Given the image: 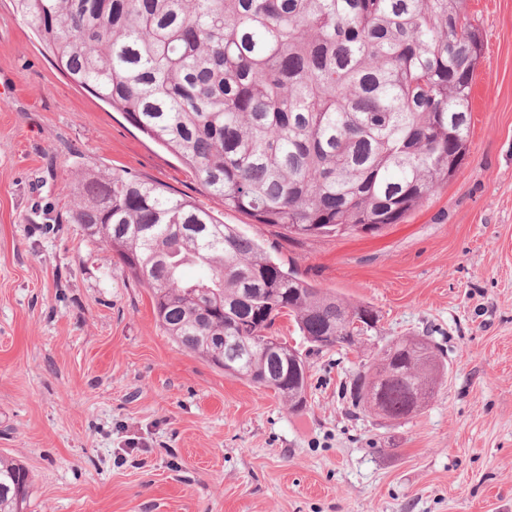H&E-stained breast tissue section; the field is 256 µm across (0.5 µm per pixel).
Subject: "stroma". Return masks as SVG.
Segmentation results:
<instances>
[{
  "label": "stroma",
  "instance_id": "1",
  "mask_svg": "<svg viewBox=\"0 0 512 512\" xmlns=\"http://www.w3.org/2000/svg\"><path fill=\"white\" fill-rule=\"evenodd\" d=\"M467 9L484 47L458 174L378 234L292 239L71 82L0 0V456L31 475L23 512H512V0ZM112 170L372 306L376 332L306 351L298 414L182 349L70 218L66 184ZM424 335L445 365L425 408L396 423L353 409L359 367Z\"/></svg>",
  "mask_w": 512,
  "mask_h": 512
}]
</instances>
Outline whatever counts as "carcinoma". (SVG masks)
Masks as SVG:
<instances>
[{
    "label": "carcinoma",
    "instance_id": "cac0c4a2",
    "mask_svg": "<svg viewBox=\"0 0 512 512\" xmlns=\"http://www.w3.org/2000/svg\"><path fill=\"white\" fill-rule=\"evenodd\" d=\"M76 85L192 169L224 206L293 238L398 224L458 173L482 41L465 0H14ZM71 219L151 294L159 326L210 364L306 408L296 349L230 358L226 336L289 316L310 347L363 339L370 305L318 288L253 237L127 171L86 173ZM188 265L209 270L187 282ZM444 368L428 336L390 341L349 381L389 421L421 411ZM30 484L0 458V512Z\"/></svg>",
    "mask_w": 512,
    "mask_h": 512
}]
</instances>
